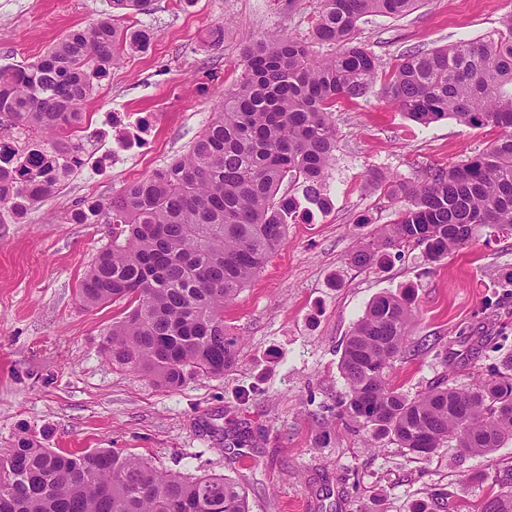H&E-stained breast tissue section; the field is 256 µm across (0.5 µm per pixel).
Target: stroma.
<instances>
[{
    "mask_svg": "<svg viewBox=\"0 0 512 512\" xmlns=\"http://www.w3.org/2000/svg\"><path fill=\"white\" fill-rule=\"evenodd\" d=\"M319 0H151L129 22L154 32L84 105V164L22 223L0 224V455L20 429L45 447L112 448L187 477L223 475L248 494L250 512H419L439 497L473 512L488 480L512 469V440L483 456L438 449L426 460L374 443L341 420L342 346L368 303L383 292H415L412 337L439 341L438 354L396 362L394 384L414 394L441 375L464 386L512 354V234L478 229L468 244L431 262L422 249H390L384 264L351 255L405 200L388 183L421 178L485 149L492 132L452 119L409 120L374 87L336 106L331 206L289 225L284 245L224 309L240 341L223 376H187L159 386L101 351L122 303L93 308L77 288L106 224H71L80 200L107 199L183 154L241 74L246 39L310 38ZM110 0H0V66L29 62L67 31L110 12ZM512 0H420L407 15L365 16L359 38L387 79L401 54L493 32ZM223 26L224 41L209 32ZM148 119L138 147L119 149L121 130ZM370 223H358L360 215ZM247 430L233 446L230 428Z\"/></svg>",
    "mask_w": 512,
    "mask_h": 512,
    "instance_id": "stroma-1",
    "label": "stroma"
}]
</instances>
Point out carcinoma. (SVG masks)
<instances>
[{"instance_id":"carcinoma-1","label":"carcinoma","mask_w":512,"mask_h":512,"mask_svg":"<svg viewBox=\"0 0 512 512\" xmlns=\"http://www.w3.org/2000/svg\"><path fill=\"white\" fill-rule=\"evenodd\" d=\"M418 0H320L314 54L294 36L249 42L235 87L186 153L107 200L84 199L73 224H110L112 240L79 284L87 307L124 301L102 346L120 366L175 388L186 374L219 376L238 358L224 326L232 302L285 241L287 224L328 206L327 172L336 151L340 100L368 97L380 63L358 40L368 14L399 17ZM148 0H111L112 12L68 31L33 61L0 67V224H18L84 164L77 135L83 107L112 69L153 33L121 24ZM486 37L411 50L383 94L409 119H454L490 128L488 147L420 180L396 182L410 206L351 255L371 265L403 245L435 262L465 246L477 227L512 232V11ZM288 185L302 198L281 194ZM308 206L301 207V202ZM415 307L406 294L376 296L351 328L340 372L341 416L420 457L453 442L485 455L512 440V356L501 370L464 387L444 374L409 395L389 380L394 363L434 350L412 339ZM0 512H250L246 493L224 476L185 478L111 448H45L22 432L0 457ZM479 512H512V486L488 492Z\"/></svg>"}]
</instances>
